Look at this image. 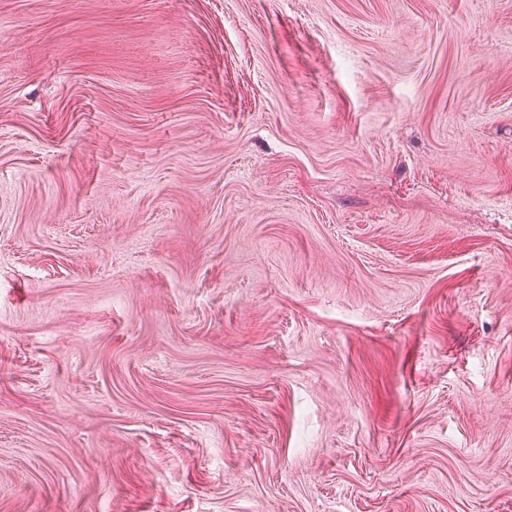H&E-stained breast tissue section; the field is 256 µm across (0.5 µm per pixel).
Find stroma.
Here are the masks:
<instances>
[{"label":"stroma","mask_w":512,"mask_h":512,"mask_svg":"<svg viewBox=\"0 0 512 512\" xmlns=\"http://www.w3.org/2000/svg\"><path fill=\"white\" fill-rule=\"evenodd\" d=\"M0 512H512V0H0Z\"/></svg>","instance_id":"1"}]
</instances>
